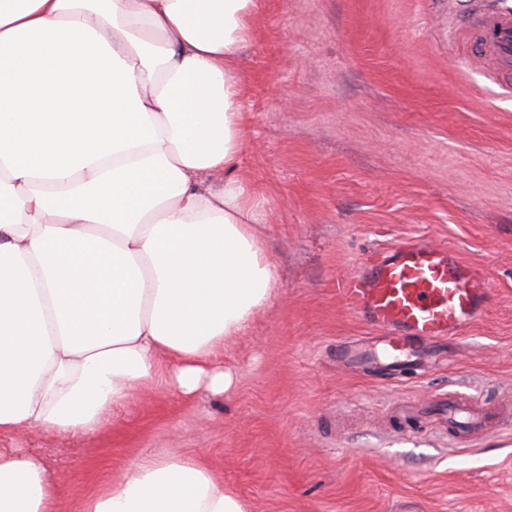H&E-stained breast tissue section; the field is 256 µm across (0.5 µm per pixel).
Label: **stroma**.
Here are the masks:
<instances>
[{"mask_svg": "<svg viewBox=\"0 0 512 512\" xmlns=\"http://www.w3.org/2000/svg\"><path fill=\"white\" fill-rule=\"evenodd\" d=\"M237 63V171L264 202L275 297L224 346L221 396L135 392L101 434L26 432L79 512L96 468L173 450L219 468L253 512H512V420L472 438L405 426L408 400L512 405V86L456 31L473 0H257ZM405 238L450 247L494 293L448 365L398 381L336 347L377 335L340 305L339 275Z\"/></svg>", "mask_w": 512, "mask_h": 512, "instance_id": "1", "label": "stroma"}]
</instances>
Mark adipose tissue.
Wrapping results in <instances>:
<instances>
[{"instance_id":"1","label":"adipose tissue","mask_w":512,"mask_h":512,"mask_svg":"<svg viewBox=\"0 0 512 512\" xmlns=\"http://www.w3.org/2000/svg\"><path fill=\"white\" fill-rule=\"evenodd\" d=\"M256 0H0V437L94 436L134 391L221 395L271 302L263 200L236 173ZM82 512H250L206 460L142 454ZM0 448V512H58Z\"/></svg>"}]
</instances>
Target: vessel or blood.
Segmentation results:
<instances>
[{"label": "vessel or blood", "instance_id": "vessel-or-blood-1", "mask_svg": "<svg viewBox=\"0 0 512 512\" xmlns=\"http://www.w3.org/2000/svg\"><path fill=\"white\" fill-rule=\"evenodd\" d=\"M476 52L499 76L512 77V13L481 12L469 30ZM344 309L362 323L383 329L387 355L401 375L429 358L425 344L462 337L490 306L492 290L483 271L448 247L405 239L367 258L358 272L336 281ZM478 433L493 416L467 405L449 406Z\"/></svg>", "mask_w": 512, "mask_h": 512}]
</instances>
